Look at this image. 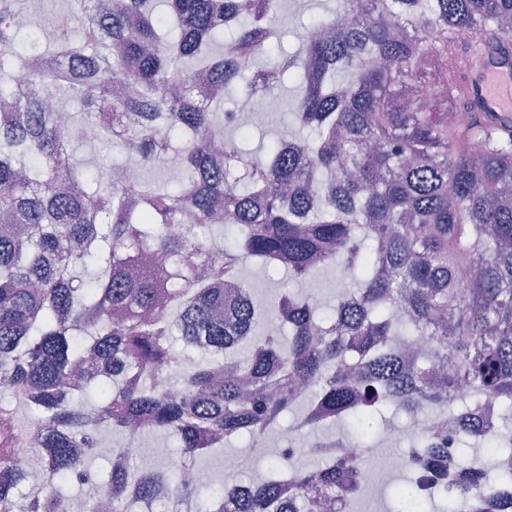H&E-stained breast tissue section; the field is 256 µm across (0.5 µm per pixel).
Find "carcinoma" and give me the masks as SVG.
Returning <instances> with one entry per match:
<instances>
[{"label":"carcinoma","instance_id":"obj_1","mask_svg":"<svg viewBox=\"0 0 512 512\" xmlns=\"http://www.w3.org/2000/svg\"><path fill=\"white\" fill-rule=\"evenodd\" d=\"M280 0H164L178 34L162 36L159 0H75L79 39L19 50L33 34L28 0H0V375L38 434L24 479L0 484V512H57L60 484L84 474L112 429L102 495L112 512H312L336 496L354 503L366 449L351 472L316 455L296 467L281 452L244 483L189 485L186 471L247 435L265 439L297 405L346 422L362 439L394 408L428 422L405 452L410 476L398 512L456 492L493 498L512 484V120L465 104L448 44L512 52V0H344L312 23L301 50L259 63L281 19ZM240 27L215 46V33ZM249 64L242 70V64ZM298 70L300 129L248 159L217 119L233 82L243 97L271 93ZM16 70L27 75L17 87ZM79 100L90 142L117 143L143 167L165 162L186 135L177 176L139 179L121 167L76 173L57 114ZM467 114L461 124L448 116ZM158 254L162 268L136 266ZM305 279L330 264L348 285L336 305L309 291L257 303L243 263ZM208 354L188 363L174 340ZM95 403L85 399L89 390ZM497 409L502 436L488 469L464 456L487 443L475 417ZM458 433L448 452V429ZM148 432L180 443L172 472L133 454ZM17 426L0 414V469L17 466ZM25 505H18L19 499Z\"/></svg>","mask_w":512,"mask_h":512}]
</instances>
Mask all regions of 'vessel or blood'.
I'll list each match as a JSON object with an SVG mask.
<instances>
[{"mask_svg": "<svg viewBox=\"0 0 512 512\" xmlns=\"http://www.w3.org/2000/svg\"><path fill=\"white\" fill-rule=\"evenodd\" d=\"M466 98L474 111L512 117V56L486 54L467 79Z\"/></svg>", "mask_w": 512, "mask_h": 512, "instance_id": "vessel-or-blood-1", "label": "vessel or blood"}]
</instances>
